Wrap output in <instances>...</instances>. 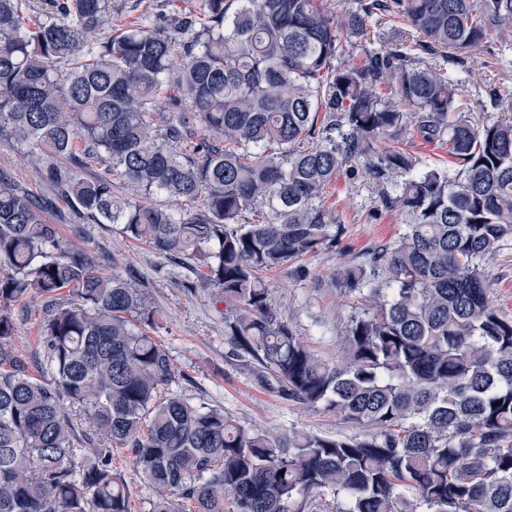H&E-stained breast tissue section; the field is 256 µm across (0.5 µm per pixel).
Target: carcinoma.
Instances as JSON below:
<instances>
[{
	"label": "carcinoma",
	"mask_w": 512,
	"mask_h": 512,
	"mask_svg": "<svg viewBox=\"0 0 512 512\" xmlns=\"http://www.w3.org/2000/svg\"><path fill=\"white\" fill-rule=\"evenodd\" d=\"M355 3L201 0L96 44L112 0H0V136L64 159L43 176L82 218L197 260L234 307L236 351L360 429L272 436L162 395L172 364L136 279L98 272L0 175V512H132L117 447L151 512H313L328 493L340 512H512V318L481 267L512 238V119L450 117L452 72L491 40L512 47V0ZM385 17L409 41L372 38ZM352 39L359 66L343 62ZM411 135L448 146L454 166L409 151ZM351 162L408 224L327 283L374 304L329 363L278 320L262 273L339 242L326 193ZM115 176L204 202L140 205ZM63 290L77 300L58 302ZM30 293L46 303L41 380L13 342L12 306ZM113 466L122 475L132 492L133 512H150L151 494L144 487L139 470L127 452L115 454Z\"/></svg>",
	"instance_id": "1"
}]
</instances>
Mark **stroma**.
<instances>
[{
	"mask_svg": "<svg viewBox=\"0 0 512 512\" xmlns=\"http://www.w3.org/2000/svg\"><path fill=\"white\" fill-rule=\"evenodd\" d=\"M498 52L495 43L481 48L470 70L458 75L460 109L472 121H482L483 113L475 103L486 98L491 86L512 88V72L499 69ZM29 151V146L1 138L0 172L44 203L63 243L90 254L101 274L123 277L131 270L137 273L145 305L154 314L149 333L172 362L174 375L163 386L164 394L224 409L249 427L280 432L296 425L323 435L353 433L352 424L335 412L306 409L261 382L257 363L238 354L230 344L225 325L230 306L219 289L202 287L196 261L169 259L145 243L126 239L116 225L80 218L36 172ZM326 201L335 207L344 227L342 249L321 250L300 265L288 264L266 273L265 280L278 319L315 355L332 362L344 356L342 335L357 300L328 289L327 281L344 262L392 242L404 231L406 217L381 207L376 184L355 163L348 164L337 177ZM483 269L496 306L512 317V240L486 260ZM12 317L14 343L29 356L33 375H40L44 356L42 298L29 295L14 306Z\"/></svg>",
	"mask_w": 512,
	"mask_h": 512,
	"instance_id": "obj_1",
	"label": "stroma"
}]
</instances>
